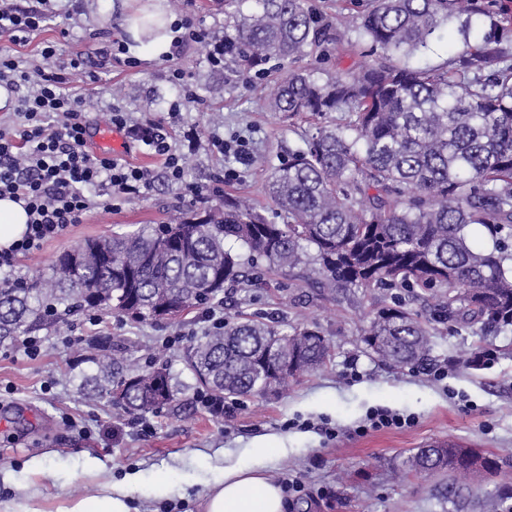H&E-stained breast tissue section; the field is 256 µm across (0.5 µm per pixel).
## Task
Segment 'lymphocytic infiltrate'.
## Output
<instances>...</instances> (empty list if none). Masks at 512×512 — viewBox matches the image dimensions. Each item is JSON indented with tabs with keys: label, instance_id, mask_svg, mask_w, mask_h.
Instances as JSON below:
<instances>
[{
	"label": "lymphocytic infiltrate",
	"instance_id": "f902f5d3",
	"mask_svg": "<svg viewBox=\"0 0 512 512\" xmlns=\"http://www.w3.org/2000/svg\"><path fill=\"white\" fill-rule=\"evenodd\" d=\"M50 17L46 8L0 5V37L15 46L26 44ZM43 64L37 72L0 52V87L16 125L0 127V197L22 202L29 220L22 238L0 250V271H10L18 258L41 249L49 239L80 223L96 204L94 191L106 185L112 190L105 209L114 201L144 193L156 177L183 185L192 199L205 201L210 189L184 181V160L201 141L196 129L183 133L184 147L173 145L160 122L131 118L122 107L110 110L113 128L132 144L147 148L161 161V172L131 165L118 156L96 154L88 146L89 104L71 93L69 78L86 66L82 55L61 57L55 45L41 50Z\"/></svg>",
	"mask_w": 512,
	"mask_h": 512
}]
</instances>
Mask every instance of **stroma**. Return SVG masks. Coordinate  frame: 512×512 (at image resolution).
Masks as SVG:
<instances>
[{"instance_id":"stroma-1","label":"stroma","mask_w":512,"mask_h":512,"mask_svg":"<svg viewBox=\"0 0 512 512\" xmlns=\"http://www.w3.org/2000/svg\"><path fill=\"white\" fill-rule=\"evenodd\" d=\"M167 5L173 14H190L216 38L223 37L230 23L222 0H168ZM51 6L54 15L46 26L26 45L12 49L30 65H39L40 50L47 42L56 43L61 54L72 55L129 39L122 0H51ZM150 51L149 45H142V59L134 68L120 58L106 59L95 66L94 79L72 84V92L91 105V149L110 152L113 128L102 114L113 105L122 106L132 117L162 122L175 142L189 127L197 128L204 138L215 128L244 135L252 161L243 167L239 180L225 184L224 191L251 198L270 222L282 223L283 216L266 191L269 171L287 160L289 151L302 148L312 134L308 124L283 122L265 104L274 82L287 76L291 64L284 60L264 74L244 73L228 85L223 70L208 64L200 44L155 59ZM367 62L359 47L343 45L330 48L325 60L310 56L300 65L328 77L358 71ZM175 69L184 72L197 99L184 103L173 120L169 108L179 97L170 80ZM226 164L224 155L204 142L187 155L185 180L211 184ZM194 206L182 186L158 177L143 195L115 209L87 212L62 236L20 258L12 275L29 279L48 272L59 253L84 240L141 224H165L174 210ZM262 278L258 287L225 288L211 301V308L228 320L246 316L275 321L287 332L319 330L332 341L335 355L327 367L288 391L240 397L237 408L219 419L198 403L199 391L185 362L192 340L208 329L199 308L182 320L163 323H135L113 314L95 322L81 315L74 318L68 335L39 331L42 350L33 359L17 347H1L0 500L23 502L32 480L28 465L34 459L44 463L39 480L45 488V512H55L68 497L93 495V485L82 474L84 457L90 454L103 459L113 479L141 472L143 483L134 494L141 512L153 508L150 486L160 470L167 471L171 485L162 512H198L206 482L220 474L221 451L273 437L284 449L275 461V478L298 485L288 494L294 512H448L446 476L410 473L397 479L394 469L416 448L443 438L486 452L512 451L511 331L494 334L467 322H434L428 362L391 368L366 352L359 341L361 328L381 306L401 303L424 315L425 302L402 288H350L332 299L289 275L266 272ZM177 332L184 339L175 344L171 338ZM95 336L110 337L113 346L127 348L143 366L154 353L165 351L182 384L181 394L177 405L149 414L152 437L136 439L128 427L129 415L118 412L109 400L84 403L66 377L72 345ZM478 349L489 355L486 368L464 369L463 360ZM435 365L443 367L442 379L430 375ZM380 408L413 416L414 422L359 433L370 412ZM322 423L336 428L334 439L319 431Z\"/></svg>"}]
</instances>
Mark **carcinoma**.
<instances>
[{"label": "carcinoma", "mask_w": 512, "mask_h": 512, "mask_svg": "<svg viewBox=\"0 0 512 512\" xmlns=\"http://www.w3.org/2000/svg\"><path fill=\"white\" fill-rule=\"evenodd\" d=\"M224 31L231 66L266 73L272 61L300 60L326 41L356 40L372 62L323 79L298 69L275 83L269 108L316 126L306 148L268 179L286 222L273 224L244 197L186 210L168 224H141L60 253L50 273L0 279V346L69 318L120 314L139 322L177 320L209 303L228 283L251 281L245 263L288 271L331 291L420 288L434 314L490 332L512 329V57L490 44L442 67L411 59L458 23L463 40L487 18L512 31V0H373L341 16L336 33L308 0H255ZM341 113L336 123L332 113ZM481 227L492 245L475 242ZM433 334L423 316L381 307L362 329L377 361L404 366L428 359ZM68 371L88 403L108 398L125 413L172 404L179 382L164 366L140 369L110 342L75 351ZM332 345L318 330L282 333L256 320L224 322L186 354L196 386L217 396L283 391L327 365ZM419 475L448 473V512H461L472 477L512 471V455L463 454L462 445H427L408 459Z\"/></svg>", "instance_id": "cac0c4a2"}]
</instances>
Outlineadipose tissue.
Returning a JSON list of instances; mask_svg holds the SVG:
<instances>
[{
  "label": "adipose tissue",
  "instance_id": "1",
  "mask_svg": "<svg viewBox=\"0 0 512 512\" xmlns=\"http://www.w3.org/2000/svg\"><path fill=\"white\" fill-rule=\"evenodd\" d=\"M279 454L268 439L255 441L239 453L225 454L222 477L207 483L200 498L201 512H288L284 489L270 472ZM83 472L95 483L96 494L62 502L56 512H137L133 494L142 480L140 472L116 481L95 457L86 459Z\"/></svg>",
  "mask_w": 512,
  "mask_h": 512
}]
</instances>
